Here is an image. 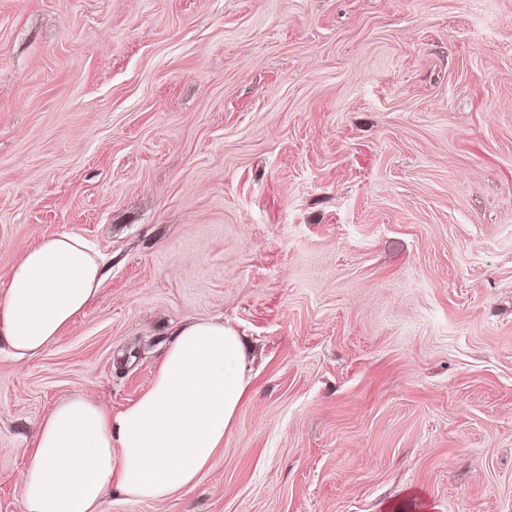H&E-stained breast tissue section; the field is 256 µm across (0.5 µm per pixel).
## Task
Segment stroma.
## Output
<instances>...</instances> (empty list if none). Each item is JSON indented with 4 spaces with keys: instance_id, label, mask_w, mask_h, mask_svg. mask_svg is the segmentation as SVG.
Returning <instances> with one entry per match:
<instances>
[{
    "instance_id": "obj_1",
    "label": "stroma",
    "mask_w": 512,
    "mask_h": 512,
    "mask_svg": "<svg viewBox=\"0 0 512 512\" xmlns=\"http://www.w3.org/2000/svg\"><path fill=\"white\" fill-rule=\"evenodd\" d=\"M58 233L107 277L0 350V512L199 317L250 344L236 427L103 512H512V0H0V291Z\"/></svg>"
}]
</instances>
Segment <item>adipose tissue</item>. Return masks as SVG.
<instances>
[{
  "label": "adipose tissue",
  "mask_w": 512,
  "mask_h": 512,
  "mask_svg": "<svg viewBox=\"0 0 512 512\" xmlns=\"http://www.w3.org/2000/svg\"><path fill=\"white\" fill-rule=\"evenodd\" d=\"M97 252L53 234L12 268L0 342L19 362L45 351L103 287ZM251 376L239 333L214 318L176 326L149 389L113 411L82 395L41 420L21 479L25 512H102L107 492L164 501L190 491L235 429Z\"/></svg>",
  "instance_id": "obj_1"
}]
</instances>
